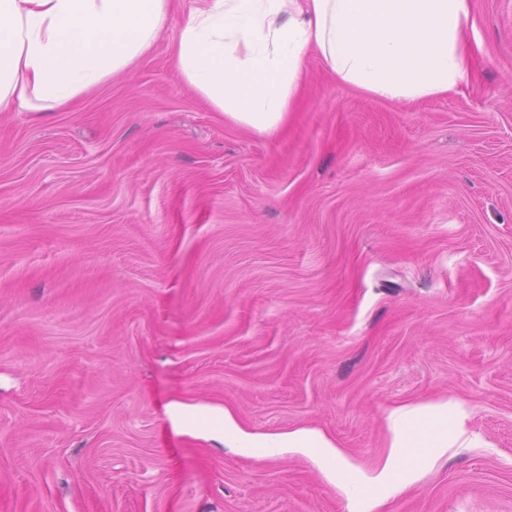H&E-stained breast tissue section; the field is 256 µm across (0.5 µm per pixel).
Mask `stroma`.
<instances>
[{"mask_svg": "<svg viewBox=\"0 0 512 512\" xmlns=\"http://www.w3.org/2000/svg\"><path fill=\"white\" fill-rule=\"evenodd\" d=\"M151 51L52 112H0V512H348L384 416L453 398L449 449L381 512H512V0H471L455 93L391 103L317 58L288 126L225 122ZM174 400L199 407L174 433ZM224 421L225 443L238 444L252 455L262 457L271 453L288 451H306L317 449L320 456L331 462L334 472L341 476L356 473L355 466L345 456L341 447L334 443L323 431L315 428H299L270 438L262 434L246 433L235 421L229 411L220 414Z\"/></svg>", "mask_w": 512, "mask_h": 512, "instance_id": "obj_1", "label": "stroma"}]
</instances>
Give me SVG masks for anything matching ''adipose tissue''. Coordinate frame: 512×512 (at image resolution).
Segmentation results:
<instances>
[{
	"mask_svg": "<svg viewBox=\"0 0 512 512\" xmlns=\"http://www.w3.org/2000/svg\"><path fill=\"white\" fill-rule=\"evenodd\" d=\"M172 0H0V111L52 112L130 70L161 33ZM476 22L470 0H203L173 44L184 82L226 122L261 136L288 122L317 55L340 83L404 103L457 90ZM224 440L262 457L319 450L356 468L323 431L271 438L222 412ZM463 403L418 402L386 414L390 452L350 512H376L450 448H481ZM420 449L408 458L406 449Z\"/></svg>",
	"mask_w": 512,
	"mask_h": 512,
	"instance_id": "adipose-tissue-1",
	"label": "adipose tissue"
}]
</instances>
